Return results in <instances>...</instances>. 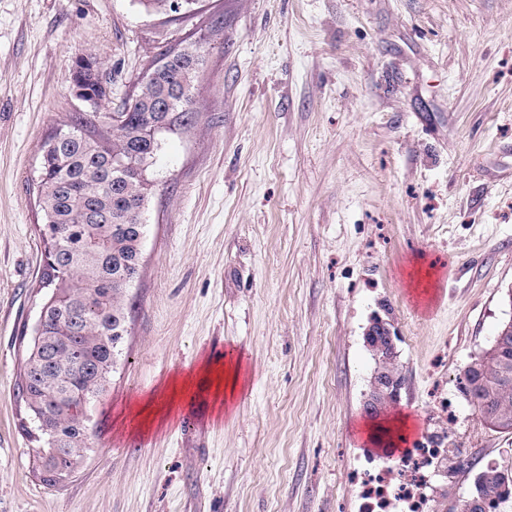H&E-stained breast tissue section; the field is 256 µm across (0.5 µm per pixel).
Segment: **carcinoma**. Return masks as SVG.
I'll list each match as a JSON object with an SVG mask.
<instances>
[{
  "instance_id": "obj_1",
  "label": "carcinoma",
  "mask_w": 512,
  "mask_h": 512,
  "mask_svg": "<svg viewBox=\"0 0 512 512\" xmlns=\"http://www.w3.org/2000/svg\"><path fill=\"white\" fill-rule=\"evenodd\" d=\"M189 9L196 0H139L148 11L168 12L172 3ZM203 66L196 47L166 50L151 62L120 112L78 114L44 141L34 185L50 248L42 283L50 293L40 311L42 327L28 340L17 384L29 422L21 429L33 444V466L43 483L55 468L74 474L88 446V407L116 369L126 333L125 299L138 273L145 234L144 210L154 187L157 126L189 123L195 82ZM89 93L107 96L102 74L87 77ZM168 100L159 112L155 104ZM463 393L478 416L488 413L512 432V364L488 354L478 369L462 372ZM483 495L504 501L497 478Z\"/></svg>"
}]
</instances>
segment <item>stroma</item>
Masks as SVG:
<instances>
[{"label":"stroma","instance_id":"1","mask_svg":"<svg viewBox=\"0 0 512 512\" xmlns=\"http://www.w3.org/2000/svg\"><path fill=\"white\" fill-rule=\"evenodd\" d=\"M188 44L195 118L155 157L122 356L50 487L17 396L47 295L41 146L90 109L77 60L115 112ZM377 317L417 442L446 433L465 464L434 484L446 512L512 461L459 385L512 318V0H0V512H362L359 473L390 459L361 430ZM88 80V83L83 86L84 89H87L89 93L99 96V97H106L107 96V81L104 77V74H90L86 78ZM72 89L74 91V94L77 98L80 100L87 102L91 106H93L95 109L100 107L104 102L105 99L102 98H96V97H89L85 94V90L75 81H71ZM365 337L366 343L370 348L374 347L379 351L397 354L395 347V339H397V336L394 331H392L391 325L382 319H373ZM371 343H373V345Z\"/></svg>","mask_w":512,"mask_h":512}]
</instances>
